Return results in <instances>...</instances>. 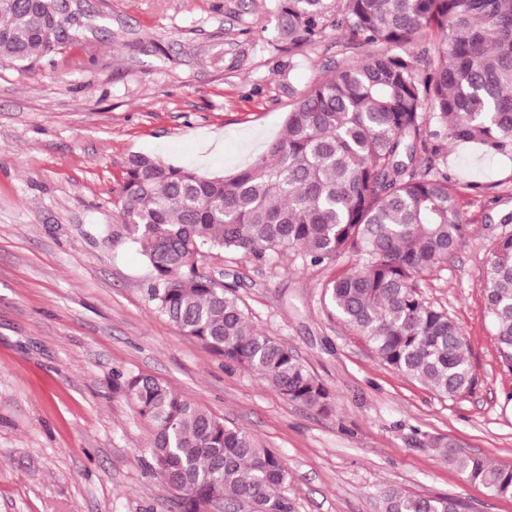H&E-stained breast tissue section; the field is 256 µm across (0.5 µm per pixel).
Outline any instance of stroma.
<instances>
[{"instance_id":"obj_1","label":"stroma","mask_w":512,"mask_h":512,"mask_svg":"<svg viewBox=\"0 0 512 512\" xmlns=\"http://www.w3.org/2000/svg\"><path fill=\"white\" fill-rule=\"evenodd\" d=\"M96 32L31 68L0 64V512H177L147 447L151 423L121 385L144 374L282 456L296 512H380L387 490L512 512L439 445L512 468V373L499 362L483 284L512 223V161L444 144L467 230L422 283L463 330L477 373L448 399L382 364L324 299L339 264L209 251L251 325L332 395L322 412L182 335L146 294L147 265L115 201L128 157L228 176L282 135L292 103L364 56L328 33L303 55L273 46L274 0H84Z\"/></svg>"}]
</instances>
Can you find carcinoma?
<instances>
[{
	"instance_id": "1",
	"label": "carcinoma",
	"mask_w": 512,
	"mask_h": 512,
	"mask_svg": "<svg viewBox=\"0 0 512 512\" xmlns=\"http://www.w3.org/2000/svg\"><path fill=\"white\" fill-rule=\"evenodd\" d=\"M276 48L300 55L331 31L371 48L317 78L283 136L230 177L205 179L145 154L126 163L115 206L149 268L148 299L227 364L258 373L290 401L321 411L331 393L285 345L255 330L232 287L198 266L206 251L246 259L296 252L312 265L347 260L326 285L336 316L392 370L453 398L476 373L465 336L425 298L424 276L466 225L448 176L423 160L430 139L477 144L512 161V0H275ZM76 0H0V63L28 68L81 43ZM432 46L418 52L424 32ZM486 317L512 373V235L492 247ZM125 391L153 428L148 448L179 512L215 500L224 512H295L281 455L247 430L142 375ZM449 464L499 496L512 469L440 444ZM448 496L392 490L382 512H460Z\"/></svg>"
}]
</instances>
